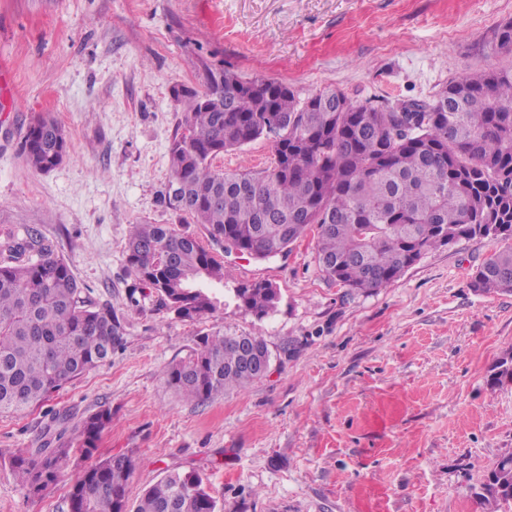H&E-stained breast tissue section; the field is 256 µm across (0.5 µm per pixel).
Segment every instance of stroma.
I'll return each instance as SVG.
<instances>
[{"instance_id": "1", "label": "stroma", "mask_w": 512, "mask_h": 512, "mask_svg": "<svg viewBox=\"0 0 512 512\" xmlns=\"http://www.w3.org/2000/svg\"><path fill=\"white\" fill-rule=\"evenodd\" d=\"M512 0H0V229L34 225L84 293L110 302L125 335L111 360L42 406L0 414V512H68L66 481L29 498L8 464L39 447L50 412L76 426L112 409L98 458L131 456L130 503L170 469L204 473L221 512H483L475 492L512 453V383L492 385L512 350V292L470 286L502 246L461 240L429 251L370 293L329 280L308 231L267 260L225 254L161 200L168 147L184 118L171 89L209 70L272 78L300 96L326 87L376 106L431 99L467 71L512 67L487 45ZM52 114L64 161L31 169L30 121ZM263 137L218 157L227 171L271 166ZM168 224L222 258L229 285L267 280L277 311L235 304L183 322L133 291L135 224ZM261 337L266 377L197 403L166 382L197 334Z\"/></svg>"}]
</instances>
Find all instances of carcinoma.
Masks as SVG:
<instances>
[{"instance_id": "1", "label": "carcinoma", "mask_w": 512, "mask_h": 512, "mask_svg": "<svg viewBox=\"0 0 512 512\" xmlns=\"http://www.w3.org/2000/svg\"><path fill=\"white\" fill-rule=\"evenodd\" d=\"M489 46L512 53V20ZM184 119L169 144L166 207L207 227L210 240L266 260L286 253L311 229L326 277L370 292L397 280L427 252L462 239L512 242V68L465 73L430 101L375 107L341 92L306 98L267 78L246 84L229 70L210 73L206 90L172 88ZM273 139V162L259 172L213 166L224 152L261 137ZM65 132L50 114L30 122L22 150L37 171L67 154ZM0 413L44 403L68 382L109 360L124 325L109 302L82 295L54 245L33 227L0 233ZM127 263L138 287L183 321L235 302L259 319L275 312L281 292L256 281L224 289V262L194 236L165 224H134ZM477 293L512 292V245L494 252L471 281ZM246 332L195 337L189 354L165 370L188 399L248 387L263 374L240 367L236 339ZM512 381V351L498 361L491 383ZM112 425L102 407L40 448L10 456L32 498L64 478L72 455L93 456ZM134 461L102 459L70 482L69 512H127ZM478 494L486 512L512 502V454L491 471ZM135 512H219L207 479L195 469L165 474Z\"/></svg>"}]
</instances>
